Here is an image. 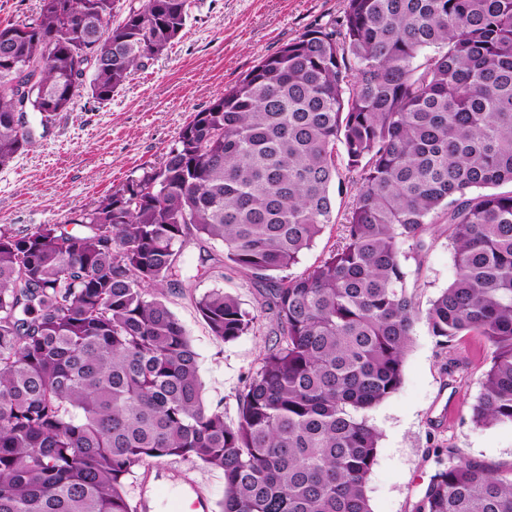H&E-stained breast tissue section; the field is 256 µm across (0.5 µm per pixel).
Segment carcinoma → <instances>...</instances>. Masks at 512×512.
Instances as JSON below:
<instances>
[{
	"label": "carcinoma",
	"mask_w": 512,
	"mask_h": 512,
	"mask_svg": "<svg viewBox=\"0 0 512 512\" xmlns=\"http://www.w3.org/2000/svg\"><path fill=\"white\" fill-rule=\"evenodd\" d=\"M190 8L40 0L0 26V165L33 143L25 93L44 117L111 99ZM334 186L352 198L339 240L287 274L336 223ZM68 223L82 230L0 227V512H131L134 468L170 456L224 472L219 512H372L367 411L401 387L420 321L490 351L472 421L512 424V0H347ZM434 224L455 277L423 312L404 261H423ZM224 267L264 301L204 293L211 334L232 342L264 316L269 335L233 424L157 292ZM438 464L415 512H512V469L453 448Z\"/></svg>",
	"instance_id": "cac0c4a2"
}]
</instances>
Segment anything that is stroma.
<instances>
[{
    "label": "stroma",
    "mask_w": 512,
    "mask_h": 512,
    "mask_svg": "<svg viewBox=\"0 0 512 512\" xmlns=\"http://www.w3.org/2000/svg\"><path fill=\"white\" fill-rule=\"evenodd\" d=\"M346 0H191L180 37L145 69L134 73L110 101L82 96L52 116L47 131L8 165L0 166V227L15 231L63 224L144 166L157 163L196 112L234 86L260 60L317 22L342 16ZM423 261L408 260L407 291L427 308L453 281V248L446 225L430 228ZM221 288L257 311L261 290L250 276L225 270L193 288H168L164 300L198 354L209 406L234 423L236 395L260 365L268 325L232 342L212 336L194 299ZM490 366L477 340L447 346L425 324L415 328L400 389L368 412L380 440L367 483L372 512H415L436 468V454L453 448L499 469L512 467V426L482 428L471 408Z\"/></svg>",
    "instance_id": "35a3bbf8"
}]
</instances>
